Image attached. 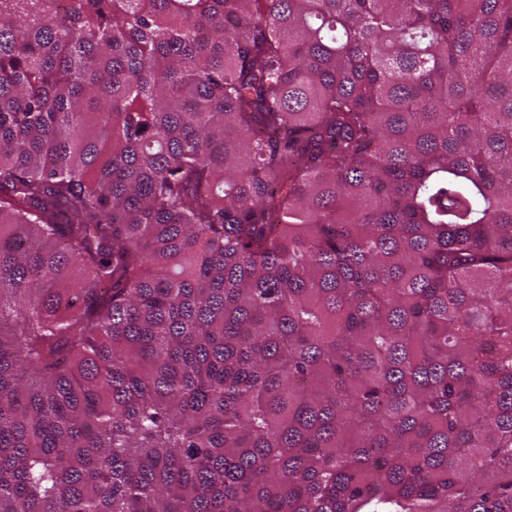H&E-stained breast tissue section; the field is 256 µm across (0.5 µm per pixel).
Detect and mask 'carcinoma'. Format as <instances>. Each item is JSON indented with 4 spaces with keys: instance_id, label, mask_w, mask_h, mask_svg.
<instances>
[{
    "instance_id": "cac0c4a2",
    "label": "carcinoma",
    "mask_w": 512,
    "mask_h": 512,
    "mask_svg": "<svg viewBox=\"0 0 512 512\" xmlns=\"http://www.w3.org/2000/svg\"><path fill=\"white\" fill-rule=\"evenodd\" d=\"M0 0V512H512V0Z\"/></svg>"
}]
</instances>
